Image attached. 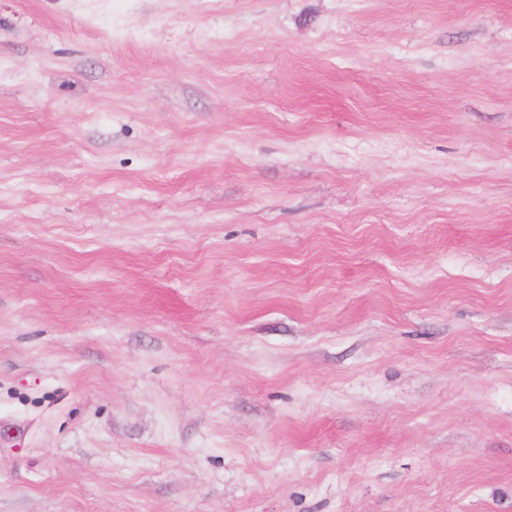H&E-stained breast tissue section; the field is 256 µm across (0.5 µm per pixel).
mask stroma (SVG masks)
Returning <instances> with one entry per match:
<instances>
[{
	"mask_svg": "<svg viewBox=\"0 0 512 512\" xmlns=\"http://www.w3.org/2000/svg\"><path fill=\"white\" fill-rule=\"evenodd\" d=\"M0 512H512V0H0Z\"/></svg>",
	"mask_w": 512,
	"mask_h": 512,
	"instance_id": "obj_1",
	"label": "stroma"
}]
</instances>
